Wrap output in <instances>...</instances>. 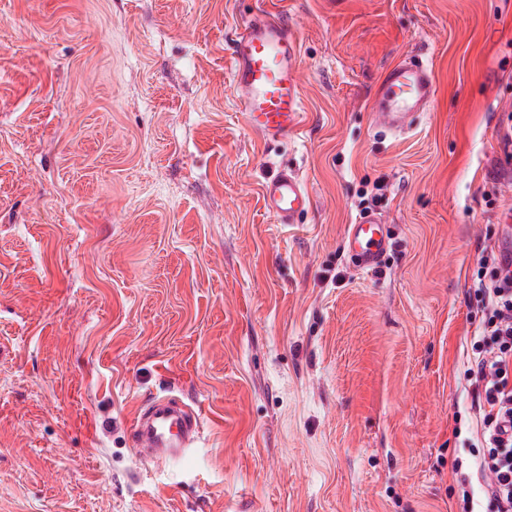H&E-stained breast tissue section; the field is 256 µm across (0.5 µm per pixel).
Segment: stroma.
Segmentation results:
<instances>
[{
    "mask_svg": "<svg viewBox=\"0 0 512 512\" xmlns=\"http://www.w3.org/2000/svg\"><path fill=\"white\" fill-rule=\"evenodd\" d=\"M263 10L305 107L272 142L232 87ZM405 59L436 95L396 137L371 107ZM511 125L512 0H0V512H463L465 480L491 512L467 369ZM155 397L200 417L183 463L131 445ZM261 191L267 212L279 224H294L296 217L310 204L307 190L288 170L265 179ZM383 224L380 217L365 213L347 227L346 242L361 269H375L386 254L389 242Z\"/></svg>",
    "mask_w": 512,
    "mask_h": 512,
    "instance_id": "1",
    "label": "stroma"
}]
</instances>
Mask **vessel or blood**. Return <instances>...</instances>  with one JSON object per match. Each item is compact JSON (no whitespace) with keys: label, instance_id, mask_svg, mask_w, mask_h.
Returning <instances> with one entry per match:
<instances>
[{"label":"vessel or blood","instance_id":"1","mask_svg":"<svg viewBox=\"0 0 512 512\" xmlns=\"http://www.w3.org/2000/svg\"><path fill=\"white\" fill-rule=\"evenodd\" d=\"M297 37L283 20L260 13L235 37L231 46L233 88L248 128L269 141L294 134L304 108L298 80ZM435 81L428 66L401 62L387 74L373 110L377 126L402 135L413 114L425 111L435 97ZM262 198L267 212L281 224L295 223L310 203L299 178L283 170L264 180ZM346 242L358 266L375 269L389 242L383 221L372 213L348 225ZM136 452L149 460L177 463L200 435V420L173 398H157L140 406L132 421Z\"/></svg>","mask_w":512,"mask_h":512}]
</instances>
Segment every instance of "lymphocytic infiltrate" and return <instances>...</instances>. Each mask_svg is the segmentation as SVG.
Returning <instances> with one entry per match:
<instances>
[{
	"mask_svg": "<svg viewBox=\"0 0 512 512\" xmlns=\"http://www.w3.org/2000/svg\"><path fill=\"white\" fill-rule=\"evenodd\" d=\"M474 294L482 313L468 369L477 478L494 512H512V266L501 254L483 255Z\"/></svg>",
	"mask_w": 512,
	"mask_h": 512,
	"instance_id": "obj_1",
	"label": "lymphocytic infiltrate"
}]
</instances>
